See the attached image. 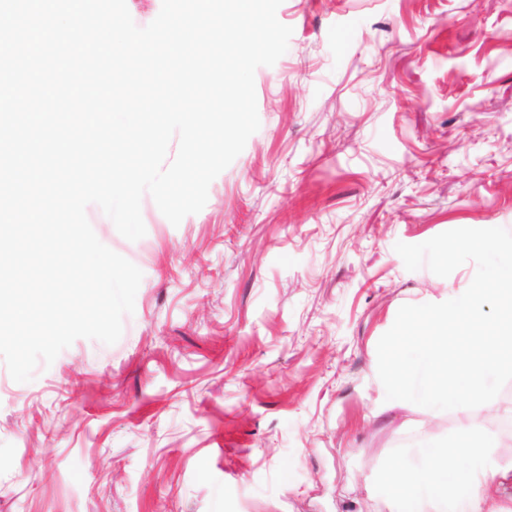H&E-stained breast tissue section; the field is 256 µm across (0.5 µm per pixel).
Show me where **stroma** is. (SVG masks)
Returning a JSON list of instances; mask_svg holds the SVG:
<instances>
[{"label":"stroma","mask_w":512,"mask_h":512,"mask_svg":"<svg viewBox=\"0 0 512 512\" xmlns=\"http://www.w3.org/2000/svg\"><path fill=\"white\" fill-rule=\"evenodd\" d=\"M255 71L260 128L172 225L143 196L119 341L79 338L30 382L0 360V512H396L384 481L494 406L396 407L377 344L448 277L394 246L512 231V0H283Z\"/></svg>","instance_id":"35a3bbf8"}]
</instances>
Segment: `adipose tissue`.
Here are the masks:
<instances>
[{
  "label": "adipose tissue",
  "mask_w": 512,
  "mask_h": 512,
  "mask_svg": "<svg viewBox=\"0 0 512 512\" xmlns=\"http://www.w3.org/2000/svg\"><path fill=\"white\" fill-rule=\"evenodd\" d=\"M496 445L494 433L467 428L421 448L417 462L395 470L383 492L401 512H500L490 490L505 474L484 454Z\"/></svg>",
  "instance_id": "adipose-tissue-1"
}]
</instances>
